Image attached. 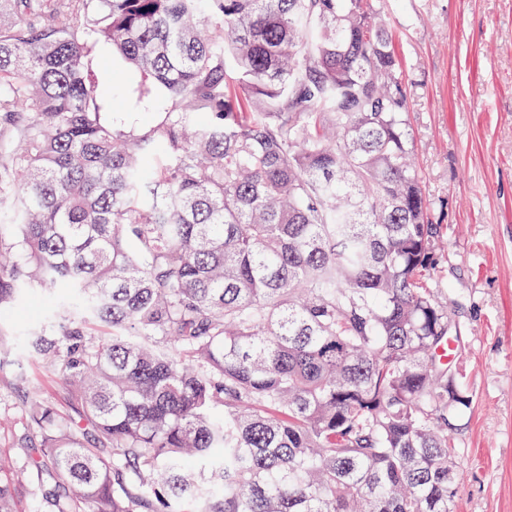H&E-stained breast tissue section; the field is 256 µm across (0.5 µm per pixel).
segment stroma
<instances>
[{
	"instance_id": "stroma-1",
	"label": "stroma",
	"mask_w": 512,
	"mask_h": 512,
	"mask_svg": "<svg viewBox=\"0 0 512 512\" xmlns=\"http://www.w3.org/2000/svg\"><path fill=\"white\" fill-rule=\"evenodd\" d=\"M412 89L431 216L448 247L432 286L459 312L472 404L452 431L456 512H512V0H377ZM0 375V453L23 434L26 381L64 400L44 365Z\"/></svg>"
}]
</instances>
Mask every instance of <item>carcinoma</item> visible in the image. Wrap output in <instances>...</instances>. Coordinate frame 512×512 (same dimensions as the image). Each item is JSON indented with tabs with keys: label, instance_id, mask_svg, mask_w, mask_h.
<instances>
[{
	"label": "carcinoma",
	"instance_id": "cac0c4a2",
	"mask_svg": "<svg viewBox=\"0 0 512 512\" xmlns=\"http://www.w3.org/2000/svg\"><path fill=\"white\" fill-rule=\"evenodd\" d=\"M410 103L375 0H0V347L67 394L0 512H455ZM45 303L46 297L42 293L28 294L17 308L3 317L0 322L2 328L14 335L27 332L35 323Z\"/></svg>",
	"mask_w": 512,
	"mask_h": 512
}]
</instances>
